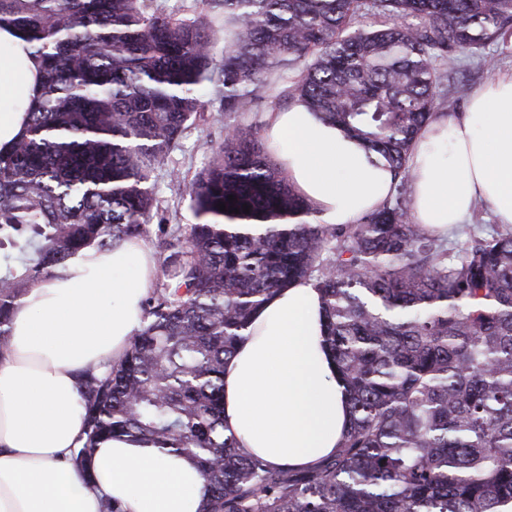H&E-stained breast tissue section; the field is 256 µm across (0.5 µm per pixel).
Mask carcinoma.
Segmentation results:
<instances>
[{"label": "carcinoma", "mask_w": 512, "mask_h": 512, "mask_svg": "<svg viewBox=\"0 0 512 512\" xmlns=\"http://www.w3.org/2000/svg\"><path fill=\"white\" fill-rule=\"evenodd\" d=\"M198 2L219 10L224 46L216 18L155 0H0V26L43 61L26 132L0 155V353L32 282L148 237L152 173L203 117L200 91L228 114L293 98L392 170L393 192L358 224L313 222L259 128L228 127L188 185L203 221L159 229L161 272L124 358L83 376L72 466L92 480L93 450L124 437L190 459L202 512H509L512 228L448 248L411 217L408 152L440 116L448 59L512 36V0ZM366 12L384 21L357 26ZM306 278L352 425L319 465L274 469L224 428V364Z\"/></svg>", "instance_id": "1"}]
</instances>
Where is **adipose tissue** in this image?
Here are the masks:
<instances>
[{
	"mask_svg": "<svg viewBox=\"0 0 512 512\" xmlns=\"http://www.w3.org/2000/svg\"><path fill=\"white\" fill-rule=\"evenodd\" d=\"M41 72L27 43L0 27L1 151L25 131ZM263 137L319 223H359L392 189L388 168L301 102L270 113ZM409 167L416 223L445 231L481 203L512 226V74L490 78L465 112L424 128ZM157 272L145 239L89 249L34 282L12 310L11 345L0 353V512H101L107 498L124 512H199L203 479L184 456L116 439L96 449L93 481L71 464L85 439L81 380L124 357ZM321 307L313 280L278 291L224 366V425L243 452L274 468L318 464L350 428Z\"/></svg>",
	"mask_w": 512,
	"mask_h": 512,
	"instance_id": "obj_1",
	"label": "adipose tissue"
}]
</instances>
